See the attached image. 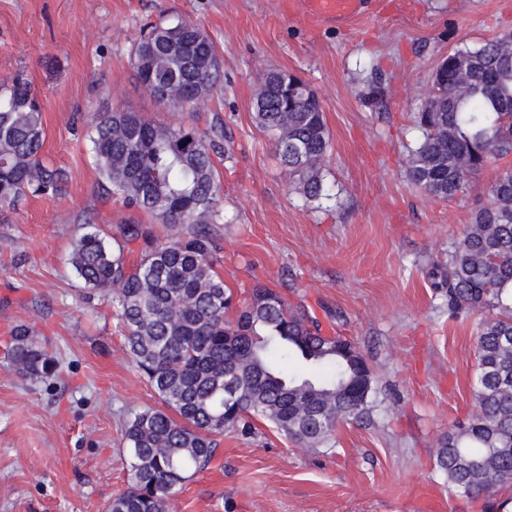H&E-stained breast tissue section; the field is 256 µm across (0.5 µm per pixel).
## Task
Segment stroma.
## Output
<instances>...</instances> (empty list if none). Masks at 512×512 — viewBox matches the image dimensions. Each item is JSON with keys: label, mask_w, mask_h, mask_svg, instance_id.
I'll return each mask as SVG.
<instances>
[{"label": "stroma", "mask_w": 512, "mask_h": 512, "mask_svg": "<svg viewBox=\"0 0 512 512\" xmlns=\"http://www.w3.org/2000/svg\"><path fill=\"white\" fill-rule=\"evenodd\" d=\"M189 19L213 40L224 79L200 106L169 110L139 82L131 48L145 24ZM512 33V0H367L347 25L311 26L291 0H0V83L21 79L44 113L46 160L67 170L61 194L0 210V512H106L127 486L124 423L158 400L132 364L113 309L83 298L70 263L85 224L137 221L159 241L174 229L104 200L87 141L95 113L223 126L214 162L223 189L216 265L236 303L261 284L350 339L370 366L378 406L310 449L257 421L218 436L170 512H501L512 486L473 500L436 466L448 428L476 412L479 315L449 319L429 272L489 199L512 155L439 201L407 177L422 138L414 114L448 52ZM301 76L318 94L331 147L327 197L292 187L254 119L261 77ZM375 104H367L372 86ZM28 323L59 363L53 384L6 357Z\"/></svg>", "instance_id": "1"}]
</instances>
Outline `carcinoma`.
Segmentation results:
<instances>
[{
    "label": "carcinoma",
    "instance_id": "1",
    "mask_svg": "<svg viewBox=\"0 0 512 512\" xmlns=\"http://www.w3.org/2000/svg\"><path fill=\"white\" fill-rule=\"evenodd\" d=\"M512 35L453 50L440 62L428 99L417 113L423 139L411 151V182L451 201L469 175L512 154ZM139 81L178 83L177 96L155 97L169 109L210 98L221 72L209 71L216 47L200 26L177 20L149 24L134 44ZM282 71L262 78L254 118L270 134L281 161L308 200L325 196L322 163L330 133L317 93ZM224 130L157 124L139 112H99L88 140L107 195L179 235L150 244L141 224H123L107 239L87 230L70 264L85 288L112 303L132 363L161 406L131 409L125 422L128 487L108 512H169L190 475L213 458L216 437L232 429L252 434L262 419L287 439L330 447L342 421L375 408L376 388L360 391L361 369L319 335L318 321L261 285L234 306L216 271L222 247L212 225L221 217L212 153ZM44 116L29 83L0 85V209L57 195L67 172L44 162ZM489 201L471 211L448 267L433 266L448 316L485 310L477 340V416L442 437L437 468L448 485L473 499L512 484V170L491 184ZM146 241L140 261L125 250ZM10 358L19 373L48 381L54 357L26 324L15 328Z\"/></svg>",
    "mask_w": 512,
    "mask_h": 512
}]
</instances>
